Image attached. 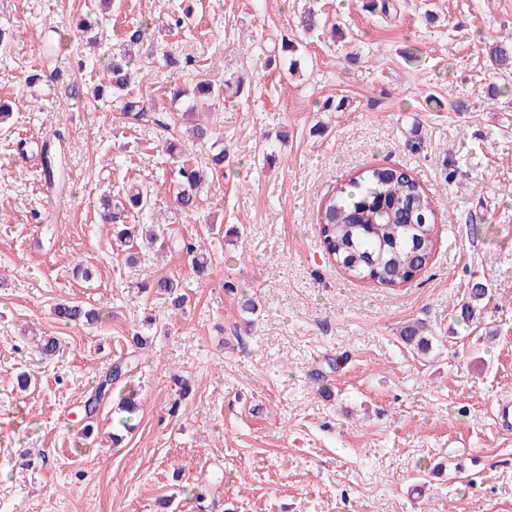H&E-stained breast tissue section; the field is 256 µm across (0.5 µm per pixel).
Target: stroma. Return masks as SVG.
<instances>
[{
    "label": "stroma",
    "mask_w": 512,
    "mask_h": 512,
    "mask_svg": "<svg viewBox=\"0 0 512 512\" xmlns=\"http://www.w3.org/2000/svg\"><path fill=\"white\" fill-rule=\"evenodd\" d=\"M392 2L385 16L372 0H0V512H512V433L490 412L512 395V68L489 57L512 44V0ZM147 19L134 121L95 88ZM202 72L222 90L204 119L224 168L189 215L178 168L213 148L189 143L172 87ZM45 142L64 162L51 194ZM371 167L407 169L438 211L432 260L395 290L333 265L317 224ZM134 185L153 190L161 246L101 221L100 194ZM162 277L183 312L150 288ZM477 282L491 298L466 322ZM62 301L99 318L63 323ZM417 322L426 357L399 338ZM131 356L86 424L99 377Z\"/></svg>",
    "instance_id": "35a3bbf8"
}]
</instances>
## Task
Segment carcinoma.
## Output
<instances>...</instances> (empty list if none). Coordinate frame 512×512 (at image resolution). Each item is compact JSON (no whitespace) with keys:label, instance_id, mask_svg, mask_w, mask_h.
I'll return each instance as SVG.
<instances>
[{"label":"carcinoma","instance_id":"carcinoma-1","mask_svg":"<svg viewBox=\"0 0 512 512\" xmlns=\"http://www.w3.org/2000/svg\"><path fill=\"white\" fill-rule=\"evenodd\" d=\"M130 52L112 54L105 62L103 76L112 92L127 89L131 81ZM184 189L177 195L180 209L196 207V188L202 181L199 169L179 167ZM152 190L137 187L129 191L127 203L110 206L103 200L105 219L122 224L117 231L121 242L134 243L138 225L124 224L123 216L132 208L141 217L150 216ZM434 202L420 183L405 169L374 167L358 172L339 191L326 199L318 215L320 233L329 258L349 274L384 288H399L419 275L429 265L436 241ZM192 255L197 273L207 269L208 262L201 245H184ZM154 287L169 296L170 306L180 310L185 295L177 292L178 284L167 279ZM56 316L65 323L95 321L99 313L75 303H60ZM403 341L420 353L433 347V338L423 335L419 326L403 331ZM127 365L115 363L98 382L94 394L84 401L86 418L96 417L101 404L112 393V384L126 374Z\"/></svg>","mask_w":512,"mask_h":512}]
</instances>
